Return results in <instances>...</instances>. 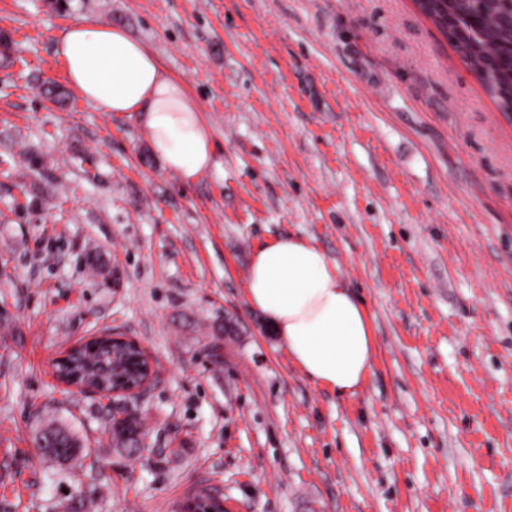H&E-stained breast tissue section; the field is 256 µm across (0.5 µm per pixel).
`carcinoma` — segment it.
I'll use <instances>...</instances> for the list:
<instances>
[{
  "instance_id": "carcinoma-1",
  "label": "carcinoma",
  "mask_w": 512,
  "mask_h": 512,
  "mask_svg": "<svg viewBox=\"0 0 512 512\" xmlns=\"http://www.w3.org/2000/svg\"><path fill=\"white\" fill-rule=\"evenodd\" d=\"M506 0H431L421 6L423 15L441 32L448 29L467 34L466 42L453 45L461 59L475 74L480 85L502 112H512V68H491L488 58H507L512 51V30L506 28L503 16ZM145 362L138 349L129 344H82L58 363V372L77 384L91 383L104 391L143 378ZM112 443L132 451L138 448L137 435L142 430L140 418L129 413L109 426ZM42 456L62 465L84 463L82 442L71 427L61 421L41 426L34 437ZM224 512L211 490H198L181 509L197 512L202 505Z\"/></svg>"
}]
</instances>
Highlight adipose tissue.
I'll return each instance as SVG.
<instances>
[{
    "instance_id": "1",
    "label": "adipose tissue",
    "mask_w": 512,
    "mask_h": 512,
    "mask_svg": "<svg viewBox=\"0 0 512 512\" xmlns=\"http://www.w3.org/2000/svg\"><path fill=\"white\" fill-rule=\"evenodd\" d=\"M55 55L80 99L100 112L135 116L153 154L183 184L214 167L199 104L146 43L112 23L82 18L64 30ZM245 294L309 382L340 398L364 390L376 351L369 307L313 239L288 234L254 249Z\"/></svg>"
}]
</instances>
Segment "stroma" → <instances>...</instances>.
<instances>
[{
	"instance_id": "35a3bbf8",
	"label": "stroma",
	"mask_w": 512,
	"mask_h": 512,
	"mask_svg": "<svg viewBox=\"0 0 512 512\" xmlns=\"http://www.w3.org/2000/svg\"><path fill=\"white\" fill-rule=\"evenodd\" d=\"M124 27L199 102L183 185L69 88L75 19ZM0 512H512V117L412 0H0ZM305 234L373 316L364 391L291 364L246 299L253 249ZM138 341L146 448L54 364ZM54 415L99 469L44 460ZM113 416L117 415L112 412V418ZM112 418L110 420L109 430L112 437V443L115 445V448H121L129 452L139 448L137 435H139V432L142 430V423L138 415L135 413H128L121 420H114L115 422L113 424Z\"/></svg>"
}]
</instances>
